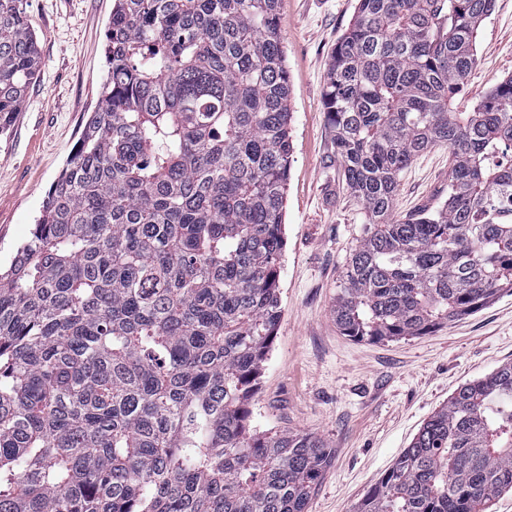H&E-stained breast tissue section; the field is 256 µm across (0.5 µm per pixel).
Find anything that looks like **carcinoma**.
<instances>
[{"instance_id": "obj_1", "label": "carcinoma", "mask_w": 512, "mask_h": 512, "mask_svg": "<svg viewBox=\"0 0 512 512\" xmlns=\"http://www.w3.org/2000/svg\"><path fill=\"white\" fill-rule=\"evenodd\" d=\"M279 0H114L102 105L0 271V512H307L332 450L252 427L281 319L294 146ZM494 0H358L325 111L368 222L333 318L425 336L512 294V76L458 96ZM39 70L0 0V134ZM450 151L448 198L394 216ZM512 362L458 388L355 512H493ZM446 147H434L418 157L400 178L394 215L397 218L420 207L439 205L448 195Z\"/></svg>"}]
</instances>
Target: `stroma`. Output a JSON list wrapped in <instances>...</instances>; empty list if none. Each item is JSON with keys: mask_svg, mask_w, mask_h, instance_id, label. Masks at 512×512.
<instances>
[{"mask_svg": "<svg viewBox=\"0 0 512 512\" xmlns=\"http://www.w3.org/2000/svg\"><path fill=\"white\" fill-rule=\"evenodd\" d=\"M114 0H27L39 73L0 135V265L29 237L50 185L101 105L105 33ZM357 0H280L293 109L285 203L282 316L252 406L257 430L312 433L334 457L308 512H354L429 417L464 383L512 361V295L437 331L398 341L342 336L331 309L360 239L362 205L338 181L323 94L330 56ZM468 107L512 75V0L480 27ZM448 157L434 147L401 178L394 214L439 205Z\"/></svg>", "mask_w": 512, "mask_h": 512, "instance_id": "obj_1", "label": "stroma"}]
</instances>
